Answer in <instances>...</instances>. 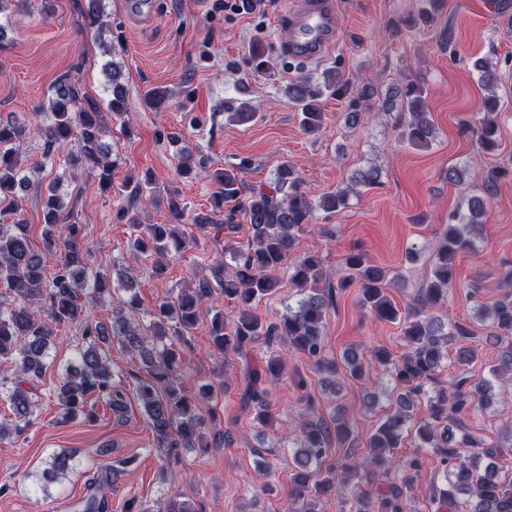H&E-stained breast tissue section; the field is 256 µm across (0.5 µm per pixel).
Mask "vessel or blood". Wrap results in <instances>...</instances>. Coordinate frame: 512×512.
I'll list each match as a JSON object with an SVG mask.
<instances>
[{"mask_svg":"<svg viewBox=\"0 0 512 512\" xmlns=\"http://www.w3.org/2000/svg\"><path fill=\"white\" fill-rule=\"evenodd\" d=\"M285 15L275 33L276 44L284 56L321 61L336 47V0H291Z\"/></svg>","mask_w":512,"mask_h":512,"instance_id":"vessel-or-blood-1","label":"vessel or blood"}]
</instances>
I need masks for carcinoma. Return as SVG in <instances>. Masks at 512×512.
<instances>
[{"mask_svg":"<svg viewBox=\"0 0 512 512\" xmlns=\"http://www.w3.org/2000/svg\"><path fill=\"white\" fill-rule=\"evenodd\" d=\"M102 0H86L81 7L83 20L90 26L103 27ZM478 80L488 91L498 88V72L486 59L474 63ZM109 70L112 99L107 112L89 100L77 83L65 77L54 87L48 101L47 123L38 128L43 158L62 169L48 185L45 201V248L60 254L52 280H46L43 255L37 251L20 218L18 208L11 205L0 210V287L12 294L10 303L0 301V362L9 364L11 374L0 377V393L7 394L13 418L0 422V439L18 435L30 424L36 408L31 387L46 370V359L55 340L53 326L78 324L83 341L77 359L62 376L55 390L65 414L76 416L87 400L95 398L112 411L124 409L123 397L115 390L112 364L101 349L119 340L124 348L138 355L149 379L141 382L136 392L156 437L158 447L175 455L184 448H208L199 430V418L190 398L182 394L175 382L183 365V352L174 349L175 341L186 345L195 329L198 306L214 287L235 300L238 315L228 319L224 312L214 313L210 336L219 354L240 351L253 339L267 337L272 343L283 342L313 361L315 368L335 373L338 366L324 361L323 331L328 310L334 305L333 287L323 286L322 256L318 252H295L297 233L309 223L316 209L333 214L348 205V189H338L311 201L303 190L293 168L283 163L276 169L275 179L265 186L247 185L241 177L245 163L216 170L211 177L216 184V204L212 213H195L191 222L206 232L224 234V253L236 261L233 277L224 276V261L210 267L211 276H200L192 286L182 288L171 299L161 300L150 312L146 328L121 314L112 315L111 324L90 318V303L111 293L112 278L108 273L90 267V251L81 234V226L67 223L63 199L58 187L68 171L82 168L99 177L104 188L112 186L116 160L110 146L102 142L106 118L126 126L128 112L126 93L121 82V69L105 64ZM341 91L349 82L339 74H330L325 83L301 75L288 83L289 102L301 112V127L309 135L321 132L324 117L320 99L324 90ZM425 88L416 80L389 90L382 109H399L398 128L402 141L427 147L436 139L437 129L426 111ZM464 130L476 140L479 151L490 153L498 147L500 135L498 100H485L482 112L464 122ZM26 134V127L16 120L0 121V198L21 197L31 184L18 160L15 142ZM376 166L356 171L351 183L371 189L380 183ZM487 199L473 197L467 212L449 216L448 224L436 244L428 280L416 290L413 305L399 310L386 294V272L371 264L362 253L348 255L339 270L336 287L359 288L361 304L373 316L402 326V340L408 352L400 359L379 348L372 358L389 369L398 388L392 410L384 416L367 438L366 448L371 464L384 467L392 462L400 472L396 482L384 491L366 489L375 475L364 476L346 465L329 468L322 478L314 479L315 470L327 458L332 443H345L352 435L349 423L339 415L325 421L315 414L314 401L308 400L312 417L302 422L297 448L292 454V495L302 502V512H318L322 500L334 490L348 491L353 512H408L406 505L415 490V476L420 459L397 458L402 447L406 425L412 420L418 402L424 400L429 418L416 429L421 448H431L439 456L445 472V483L432 488L431 499L438 504L436 512H512V479L498 474L497 459L501 451L475 436L458 420L466 409H484L495 400L492 379L512 375V291L506 292L484 317L492 320L495 339L507 343L500 364L493 365L488 378L476 381L466 366L475 362L477 348L469 346L470 331L460 324H447L431 313L448 297L453 283V259L461 251L474 248L484 231ZM172 224H147L129 248L138 256L152 259L156 275L161 276L170 258L197 244L180 228L186 208L175 203L168 206ZM248 218L253 241L248 251L237 252L230 237L238 229L237 215ZM288 273V282L298 289L295 304H288L278 320L268 323L255 312V305L270 298L281 286L280 272ZM117 281L128 294L125 305L138 306V283L125 270L117 272ZM458 345L457 361L463 366L456 379L446 388L434 386L436 375L448 358V345ZM343 366L355 380L368 374L362 356L350 350L343 356ZM285 370L282 356H269L261 365L247 371V384L242 399L254 405L258 417L266 415L268 404L261 384L277 380ZM72 453L54 454L44 469L46 481H56L75 470Z\"/></svg>","mask_w":512,"mask_h":512,"instance_id":"obj_1","label":"carcinoma"}]
</instances>
